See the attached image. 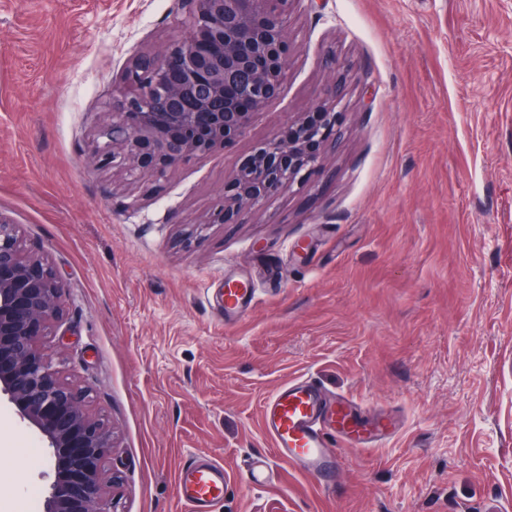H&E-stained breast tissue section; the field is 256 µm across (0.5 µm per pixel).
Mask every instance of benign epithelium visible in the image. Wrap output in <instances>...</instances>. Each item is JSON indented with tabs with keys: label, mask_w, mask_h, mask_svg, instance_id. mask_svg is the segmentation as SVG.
Listing matches in <instances>:
<instances>
[{
	"label": "benign epithelium",
	"mask_w": 512,
	"mask_h": 512,
	"mask_svg": "<svg viewBox=\"0 0 512 512\" xmlns=\"http://www.w3.org/2000/svg\"><path fill=\"white\" fill-rule=\"evenodd\" d=\"M182 8L186 34L125 71L99 132L104 142L87 157L91 168L162 177L243 136L254 114L280 97L292 51L288 0H182ZM325 68L323 98L241 160L210 223L241 224L283 189L320 175L346 96L336 60ZM64 295L47 259L20 248L0 213V397L51 449L44 512H109L101 462L112 451V429L42 348L62 318Z\"/></svg>",
	"instance_id": "benign-epithelium-1"
}]
</instances>
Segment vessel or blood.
I'll list each match as a JSON object with an SVG mask.
<instances>
[{
  "instance_id": "obj_1",
  "label": "vessel or blood",
  "mask_w": 512,
  "mask_h": 512,
  "mask_svg": "<svg viewBox=\"0 0 512 512\" xmlns=\"http://www.w3.org/2000/svg\"><path fill=\"white\" fill-rule=\"evenodd\" d=\"M254 290L242 281L225 282L221 292L224 313L246 311ZM260 419L275 449V460L288 463L319 482L331 481L338 469L337 447L378 448L395 437L399 425L384 412L372 414L345 396L327 397L311 378L298 377L280 385L264 402ZM272 461L259 457L249 462L244 484L252 489L269 485ZM227 486L222 461L188 459L179 473V494L189 512H212L224 499Z\"/></svg>"
}]
</instances>
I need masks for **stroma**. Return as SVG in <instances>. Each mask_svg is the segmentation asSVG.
I'll list each match as a JSON object with an SVG mask.
<instances>
[{
  "label": "stroma",
  "instance_id": "obj_1",
  "mask_svg": "<svg viewBox=\"0 0 512 512\" xmlns=\"http://www.w3.org/2000/svg\"><path fill=\"white\" fill-rule=\"evenodd\" d=\"M281 97L166 176L89 169L124 70L179 39V0H0V213L66 285L43 340L112 427L110 512H512V0H291ZM346 77L324 172L241 224L209 217L255 147ZM253 282L225 321V281ZM309 376L401 423L339 449L331 490L273 459L263 402ZM49 450L0 402V512L44 497ZM227 486L224 463L209 458L202 462L198 457L188 459L179 473V494L189 512H210L224 501ZM275 477V470L269 460L264 457L252 459L244 470L243 483L251 489H259L269 485Z\"/></svg>",
  "mask_w": 512,
  "mask_h": 512
}]
</instances>
